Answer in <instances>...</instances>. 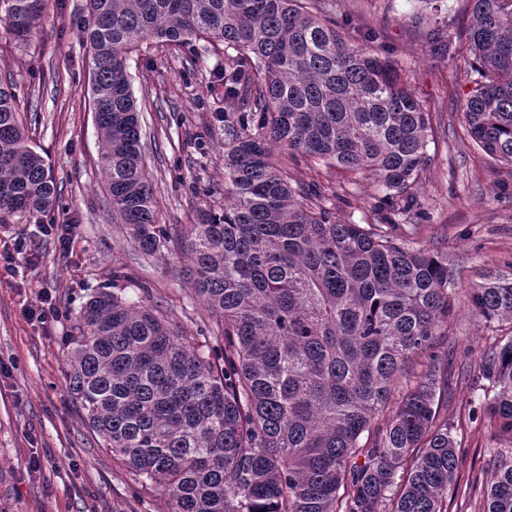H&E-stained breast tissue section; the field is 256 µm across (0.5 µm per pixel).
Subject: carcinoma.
I'll use <instances>...</instances> for the list:
<instances>
[{
    "instance_id": "cac0c4a2",
    "label": "carcinoma",
    "mask_w": 512,
    "mask_h": 512,
    "mask_svg": "<svg viewBox=\"0 0 512 512\" xmlns=\"http://www.w3.org/2000/svg\"><path fill=\"white\" fill-rule=\"evenodd\" d=\"M47 0H0L26 41ZM407 17L433 60L448 58L446 0ZM472 56L463 114L471 140L512 166V0H464ZM325 0H88L87 48L112 219L143 260L178 251L209 321L183 342L147 287L93 293L69 336L67 392L101 446L169 512H448L462 464L448 393V256L416 245L431 112L371 32L351 41ZM148 41H204L224 54V204L162 224L127 71ZM0 76V223H43L57 185ZM370 173L372 224L336 220L324 189L288 163ZM475 314L512 327V264L469 292ZM483 415L500 444L484 512H512V336L479 364Z\"/></svg>"
}]
</instances>
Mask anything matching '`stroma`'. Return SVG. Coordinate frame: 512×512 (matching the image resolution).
I'll return each instance as SVG.
<instances>
[{"label": "stroma", "mask_w": 512, "mask_h": 512, "mask_svg": "<svg viewBox=\"0 0 512 512\" xmlns=\"http://www.w3.org/2000/svg\"><path fill=\"white\" fill-rule=\"evenodd\" d=\"M338 21L373 31L395 50L418 99L433 115L431 164L419 189L426 217L413 239L447 253L456 270V315L448 349L444 413L464 455L448 512H484L483 490L493 476L494 442L480 404L488 388L477 368L487 349L512 330L486 323L470 310L466 294L489 268L512 259V167L477 150L457 113L468 90L463 58L434 62L423 41L401 24L414 0H327ZM86 0H47L29 43L0 36V70L17 82L22 111L37 107L30 126L60 189L53 221L70 227L61 247L43 225L0 224V512H168L165 496L100 448L85 413L67 392L71 318L88 296L118 281L127 296L148 286L184 342L200 339L207 311L185 273L180 253L142 262L112 222V204L98 167L99 138L88 91L87 50L71 22ZM200 68H192L194 57ZM217 59L201 46L151 42L134 50L128 73L140 110L145 165L155 183L164 224L194 223L196 212L224 202V128L214 119L224 87L211 76ZM305 181L336 191L342 222L373 220L380 186L372 175L349 179L334 169L299 166ZM51 296L57 320L40 323L24 309ZM38 459V470L29 462Z\"/></svg>", "instance_id": "35a3bbf8"}]
</instances>
